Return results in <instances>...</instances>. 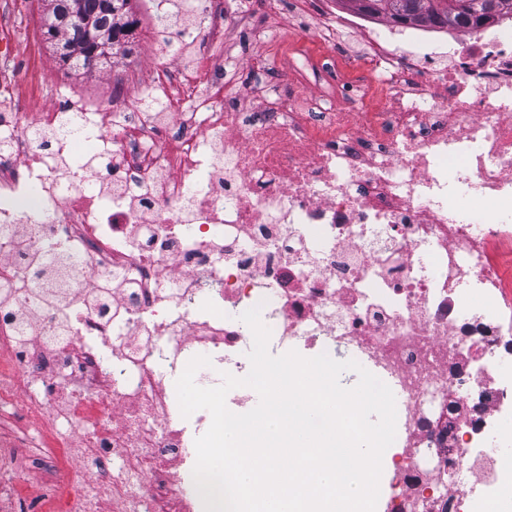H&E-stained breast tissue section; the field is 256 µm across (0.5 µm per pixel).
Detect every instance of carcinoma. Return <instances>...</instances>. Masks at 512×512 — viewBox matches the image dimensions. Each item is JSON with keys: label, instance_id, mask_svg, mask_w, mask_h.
I'll return each instance as SVG.
<instances>
[{"label": "carcinoma", "instance_id": "carcinoma-1", "mask_svg": "<svg viewBox=\"0 0 512 512\" xmlns=\"http://www.w3.org/2000/svg\"><path fill=\"white\" fill-rule=\"evenodd\" d=\"M131 0H49L45 31L50 42L69 46L70 68L87 69L88 62L104 54L101 46L123 43L131 52L137 25ZM365 15H385L396 25L416 24L439 28H479L501 15H512V0H348ZM94 19L95 30L83 25Z\"/></svg>", "mask_w": 512, "mask_h": 512}]
</instances>
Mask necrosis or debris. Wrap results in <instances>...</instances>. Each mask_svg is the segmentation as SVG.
<instances>
[{
  "instance_id": "4bbe7bcc",
  "label": "necrosis or debris",
  "mask_w": 512,
  "mask_h": 512,
  "mask_svg": "<svg viewBox=\"0 0 512 512\" xmlns=\"http://www.w3.org/2000/svg\"><path fill=\"white\" fill-rule=\"evenodd\" d=\"M198 12L195 64L153 84L167 111L66 89L0 112V414L40 428L54 512H201L211 416L182 417L175 383L198 355L199 386L246 376L256 306L274 349L356 356L396 392L386 512L511 508L512 454L482 449L512 418V29L450 33L443 64L433 27L396 53L361 15L319 17L247 60L288 83L255 105L212 54L223 0ZM66 116L77 134L33 138ZM23 444L0 446V512Z\"/></svg>"
}]
</instances>
